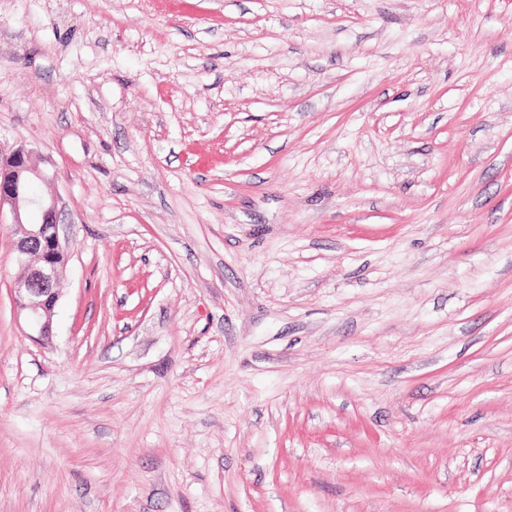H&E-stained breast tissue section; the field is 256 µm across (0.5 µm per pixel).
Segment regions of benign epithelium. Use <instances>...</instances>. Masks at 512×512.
I'll return each mask as SVG.
<instances>
[{
    "label": "benign epithelium",
    "mask_w": 512,
    "mask_h": 512,
    "mask_svg": "<svg viewBox=\"0 0 512 512\" xmlns=\"http://www.w3.org/2000/svg\"><path fill=\"white\" fill-rule=\"evenodd\" d=\"M44 159L21 145L10 153L0 152V216L9 210L10 229L17 252L18 273L15 305L24 314L30 330L42 339L53 335L59 301L57 283L68 261L59 236L58 200L30 195L35 181L49 175Z\"/></svg>",
    "instance_id": "1"
}]
</instances>
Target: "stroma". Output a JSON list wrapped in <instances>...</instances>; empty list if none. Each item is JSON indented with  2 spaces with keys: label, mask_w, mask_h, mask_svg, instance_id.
Returning <instances> with one entry per match:
<instances>
[{
  "label": "stroma",
  "mask_w": 512,
  "mask_h": 512,
  "mask_svg": "<svg viewBox=\"0 0 512 512\" xmlns=\"http://www.w3.org/2000/svg\"><path fill=\"white\" fill-rule=\"evenodd\" d=\"M0 512H512V0H0ZM44 162L23 145L9 154L0 149V220L7 206L18 262L15 305L30 330L49 340L59 301L56 286L68 256L59 236L58 200L30 195L34 181L46 182L49 178L46 168L40 165Z\"/></svg>",
  "instance_id": "stroma-1"
}]
</instances>
